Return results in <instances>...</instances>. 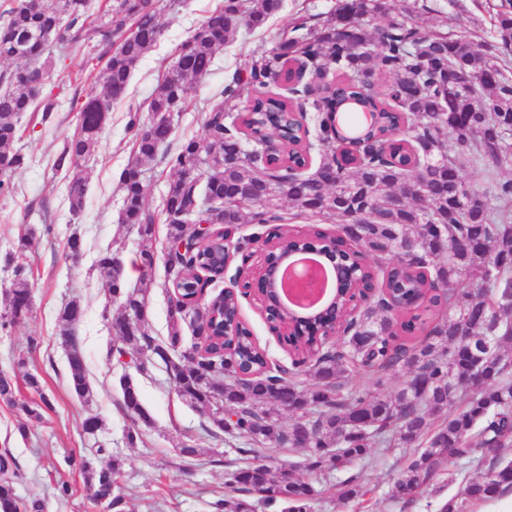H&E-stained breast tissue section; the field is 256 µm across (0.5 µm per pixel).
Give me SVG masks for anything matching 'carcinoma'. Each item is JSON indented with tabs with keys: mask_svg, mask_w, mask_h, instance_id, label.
I'll use <instances>...</instances> for the list:
<instances>
[{
	"mask_svg": "<svg viewBox=\"0 0 512 512\" xmlns=\"http://www.w3.org/2000/svg\"><path fill=\"white\" fill-rule=\"evenodd\" d=\"M282 8V0H223L180 44L165 66L148 103L150 130L132 141L133 164L120 176L123 224L139 225L149 242L155 217L145 208L146 186L139 164L160 158L173 171L165 191L167 239L192 242L188 220L225 224L282 221V199L296 217L338 220L354 226L373 263L393 272L400 295L446 290L426 298L431 321L415 344L391 342L397 328L416 330L415 322L396 325L382 308L368 304L332 353L297 366L290 379L272 372L253 340L239 329L223 336L198 335L182 348L181 325L199 317L180 301H169V333L157 341L145 324L146 301L136 290L122 288L124 266L101 254L96 268L120 302L126 321L117 333L121 355L151 353L179 383V396L211 410L212 425L232 432L239 455L282 447L286 437L305 445L311 471L347 468L370 448L391 444L418 448L413 461L394 484L393 495L410 498L420 485L451 460H470L480 448L512 446V304L501 297L512 289V177L501 171L512 165V0H501L496 35L475 49L474 34L461 30L428 32L414 12L392 16L391 0H341L334 13L319 19L301 16L269 51L233 75L220 95L207 104L205 134L169 151L174 126L167 118L180 111L189 84L210 71L224 41L241 22L261 29ZM379 15L375 26L365 17ZM161 33L159 10H143L139 0H106L102 16L87 19L82 0H39L36 8L13 0L0 14V62H20L0 72V193L14 171L26 163L16 147L20 122L35 112L39 93L27 81L32 72L50 75L54 47H86L105 60L95 85L84 97L78 128L66 139L54 169L68 182L70 207L79 213L90 180L89 160L107 125L112 102L122 98L132 72ZM29 39L27 53L17 45ZM289 83L288 95L273 91ZM250 105L237 110L242 92ZM367 112L369 123L354 135L343 124L349 111ZM316 114L317 144L307 142L304 113ZM271 124L282 127L285 142L261 159L232 158L236 147L260 139ZM318 147L316 166L296 176L285 193L247 205L233 199L234 190L253 182L269 184L272 167L307 165ZM470 164L485 177L481 188L469 187L460 170ZM196 171L203 186L189 181ZM448 235L440 250L436 230ZM215 244L196 249L177 263L166 261L171 288L189 294L205 271ZM423 259L422 270L404 266V255ZM7 291L1 327L31 314L25 301L31 285L24 268ZM81 307L71 301L61 313L60 336L68 349L70 390L89 394L87 368L73 326ZM406 370L408 380L394 397H379L370 387H355L350 375L363 372L377 384L387 372ZM313 374L303 386L298 377ZM0 399L27 416L41 417V406L20 401L12 378L0 375ZM122 404L132 422L150 423L138 387L123 384ZM296 413L284 426L277 412ZM232 410L235 419L225 418ZM442 423L429 431L430 416ZM110 456L104 466L95 461ZM98 502L116 508L122 468L120 457L102 443L70 460ZM12 478L0 482V512H46L43 498L17 499L16 462L0 461ZM235 490L256 495L282 512H308L314 487L292 472H272L255 464L231 474ZM512 486V465L470 479L463 499L448 500L442 512H465L467 506L499 497ZM368 494L351 477L341 483L339 498Z\"/></svg>",
	"mask_w": 512,
	"mask_h": 512,
	"instance_id": "cac0c4a2",
	"label": "carcinoma"
}]
</instances>
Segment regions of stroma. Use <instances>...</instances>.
Here are the masks:
<instances>
[{
	"instance_id": "stroma-1",
	"label": "stroma",
	"mask_w": 512,
	"mask_h": 512,
	"mask_svg": "<svg viewBox=\"0 0 512 512\" xmlns=\"http://www.w3.org/2000/svg\"><path fill=\"white\" fill-rule=\"evenodd\" d=\"M218 3L182 0L175 8H162L156 44L135 68L125 95L112 105L106 131L95 150L80 213L71 212L68 184L56 173L53 162L76 128L78 101L94 84L96 64L80 67L81 51L58 48L54 71L40 94L41 101L54 106L53 121L42 123L37 112L27 113L21 120L19 145L28 163L13 173L12 191L0 194V314L6 307L4 291L13 280V267L5 256L15 252L18 237L26 228L34 231L33 246L25 259L31 271L33 312L24 321L0 328V373L12 377L19 399L31 403L44 399L48 405L42 408L41 419L35 420L0 401V454L11 453L19 466L21 477L14 483L17 498L40 496L47 512H104L92 500L83 475L67 463L68 456L84 452L97 440L106 442L123 461L116 489L122 499L120 512H210V502L234 496L225 482L242 462L225 433L214 432L207 409L182 400L164 364L154 357L145 356L142 372L118 362L113 352L117 340L109 321L120 316L121 309L109 301L107 285L95 268L99 254L108 250L119 252L127 265L139 259L142 244L137 225L119 221L123 199L120 174L132 162L134 131L129 120L136 114L141 122H148L150 115L141 106L150 99L161 70ZM499 3L427 0L429 9L420 14L419 23L430 30L469 29L487 36L494 31ZM336 4L337 0H283L282 9L266 27L238 29L234 40L217 53L209 74L190 88L186 110L175 115L174 145L204 134L207 103L233 73L249 66L254 52L271 49L277 35L290 28L298 15L323 16L333 12ZM141 169L147 188L145 206L156 217L155 263L147 273L126 275L124 286L142 290L147 300V326L152 336L163 340L168 335L171 296L163 256L167 232L164 193L172 171L157 159L143 162ZM74 233L83 242L82 255L76 261L66 249V240ZM73 300L83 309L75 334L87 367L90 395L85 399L69 388L66 351L60 343V313ZM241 311L270 365H289L287 351L269 331L255 301L243 298ZM29 372L40 375L41 393L27 387L25 375ZM125 375L138 385L151 416L150 425L141 427L139 437L131 441L126 432L132 422L121 407L120 379ZM90 415L103 421L93 437L82 429L83 420ZM189 440L195 441L202 453L187 464L179 448ZM414 454V448L401 446L350 465L348 475L371 490L362 504L337 502L339 473L310 476L318 491L312 512H440L476 473L475 463L456 460L422 484L412 499L394 497V483ZM63 482L71 486L72 493L61 500L55 488Z\"/></svg>"
}]
</instances>
